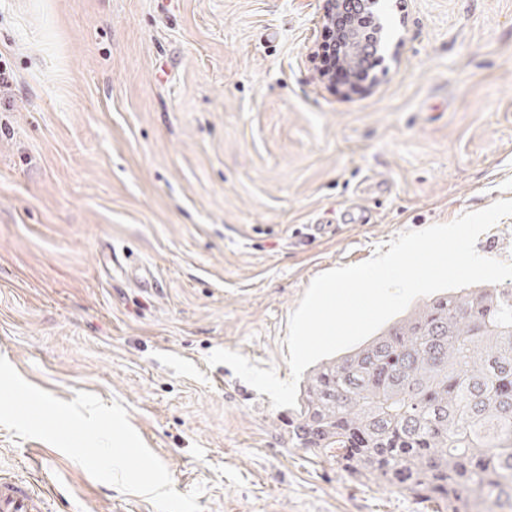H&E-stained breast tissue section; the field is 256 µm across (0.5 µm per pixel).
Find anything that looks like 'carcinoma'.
<instances>
[{"label": "carcinoma", "instance_id": "1", "mask_svg": "<svg viewBox=\"0 0 512 512\" xmlns=\"http://www.w3.org/2000/svg\"><path fill=\"white\" fill-rule=\"evenodd\" d=\"M290 435L443 512L512 500V288L442 291L321 361Z\"/></svg>", "mask_w": 512, "mask_h": 512}]
</instances>
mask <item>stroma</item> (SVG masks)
Returning a JSON list of instances; mask_svg holds the SVG:
<instances>
[{"label":"stroma","mask_w":512,"mask_h":512,"mask_svg":"<svg viewBox=\"0 0 512 512\" xmlns=\"http://www.w3.org/2000/svg\"><path fill=\"white\" fill-rule=\"evenodd\" d=\"M322 0H0V356L119 402L205 512H425L293 446L223 348L291 376L310 282L512 199V0H391L371 89L328 84ZM363 205L370 224H344ZM49 512H156L0 427Z\"/></svg>","instance_id":"stroma-1"}]
</instances>
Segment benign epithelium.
<instances>
[{"label": "benign epithelium", "instance_id": "benign-epithelium-1", "mask_svg": "<svg viewBox=\"0 0 512 512\" xmlns=\"http://www.w3.org/2000/svg\"><path fill=\"white\" fill-rule=\"evenodd\" d=\"M385 0H324L323 21L338 30L346 64L361 62L365 47L377 61L385 60L388 41L383 21Z\"/></svg>", "mask_w": 512, "mask_h": 512}]
</instances>
